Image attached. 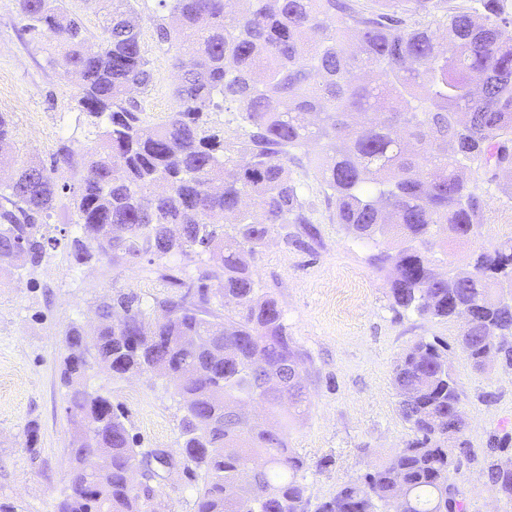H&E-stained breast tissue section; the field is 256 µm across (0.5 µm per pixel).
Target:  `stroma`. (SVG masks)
I'll list each match as a JSON object with an SVG mask.
<instances>
[{"label": "stroma", "instance_id": "1", "mask_svg": "<svg viewBox=\"0 0 512 512\" xmlns=\"http://www.w3.org/2000/svg\"><path fill=\"white\" fill-rule=\"evenodd\" d=\"M134 8L152 70L137 99L145 121L155 124L179 108L178 71L173 52L156 41V0H135ZM22 25L16 0H0V112L13 120L14 152L46 160L64 144L77 151L92 146L96 130L78 106L77 83L46 62L54 42L24 34ZM318 151L313 143L305 147L293 174L319 221V240L295 247L297 225L282 224L251 258L256 282L278 301L288 334L305 355L309 405L289 429L288 445L305 463L309 507L403 446L409 429L398 414L393 365L418 339L435 338L447 344L464 392L471 456L462 460L457 483L466 512H512V501L497 493L485 471L489 458L512 462V447L490 450L494 438L512 435V368L493 362L475 370L458 342V322L393 310L389 272L371 257L395 243L384 239L374 246L333 223L314 168ZM478 192L484 201L479 242L434 249L440 270L465 266L475 246L512 238V196L483 182ZM200 271L197 257L180 254L154 262L103 257L78 266L63 241L23 276H0V503L15 512H55L68 492L71 425L60 365L69 327L93 326L98 305L119 294L155 308L174 293L167 275L193 280ZM87 384L123 409L140 447L179 455L183 409L172 383L150 374L118 378L97 367ZM31 425L38 440L30 447L25 431ZM156 484L158 512H194L198 483L183 468L163 470Z\"/></svg>", "mask_w": 512, "mask_h": 512}]
</instances>
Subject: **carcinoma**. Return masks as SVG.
<instances>
[{
  "label": "carcinoma",
  "mask_w": 512,
  "mask_h": 512,
  "mask_svg": "<svg viewBox=\"0 0 512 512\" xmlns=\"http://www.w3.org/2000/svg\"><path fill=\"white\" fill-rule=\"evenodd\" d=\"M104 29L90 47L64 0H17L31 35L48 34L47 63L82 75L78 104L100 129L96 145H62L51 167L0 154V269L37 267L59 239L47 224L61 166L78 172L70 188L75 264L99 256L160 260L174 252L204 258L185 292L158 302L154 318L120 295L99 307L89 334L65 336L62 378L74 426L70 490L56 512H155L157 451L130 435L125 413L88 391L93 365L112 375L153 372L176 383L185 410V470L200 481L195 512H306L304 463L284 428L304 412L306 386L281 410L261 390L250 362L302 368L303 356L278 302L257 288L249 257L278 224L320 235L303 183L289 163L321 144L316 169L333 220L354 238L394 236L402 247L373 256L389 265L392 308L440 321L462 320L459 342L471 365L512 367V239L471 254L469 268L440 272L428 253L434 228L467 243L479 236L478 179L512 196V11L507 0H157L161 45L191 50L175 96L181 109L160 124L141 118L132 90L152 81L132 0H105ZM215 109L241 133L227 139L207 125ZM168 224L180 227L173 240ZM218 287H211V281ZM186 336L199 337L191 350ZM393 384L410 438L359 480L344 483L315 512H466L454 480L469 454L466 424L450 413L463 391L448 347L421 338L396 360ZM268 405L278 426L242 428L224 419L232 400ZM95 457L89 469L87 456ZM138 466L145 488L129 482ZM487 476L512 500V469Z\"/></svg>",
  "instance_id": "obj_1"
}]
</instances>
